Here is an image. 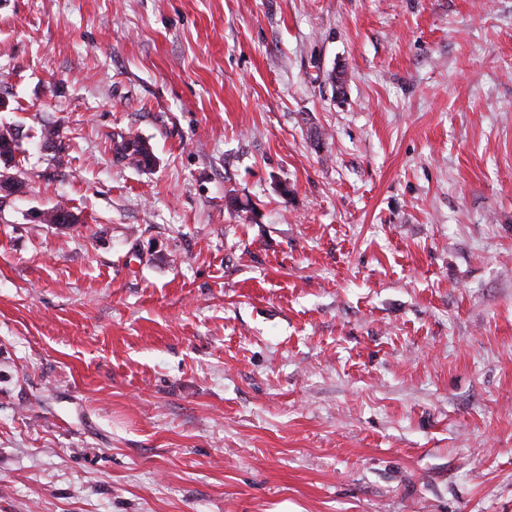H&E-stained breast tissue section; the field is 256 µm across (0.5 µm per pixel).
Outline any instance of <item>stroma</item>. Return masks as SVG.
I'll use <instances>...</instances> for the list:
<instances>
[{
	"mask_svg": "<svg viewBox=\"0 0 512 512\" xmlns=\"http://www.w3.org/2000/svg\"><path fill=\"white\" fill-rule=\"evenodd\" d=\"M0 100V512H512V0H0ZM128 140L126 142L125 137L119 135V142L117 145L115 144L114 134L112 138V152L115 153L116 156L122 155V159L125 162L133 166L135 168H146V161L148 154H143L139 149L137 144L142 143L144 141L141 140V137L138 135H133L130 132L125 133ZM132 146V148H131Z\"/></svg>",
	"mask_w": 512,
	"mask_h": 512,
	"instance_id": "35a3bbf8",
	"label": "stroma"
}]
</instances>
